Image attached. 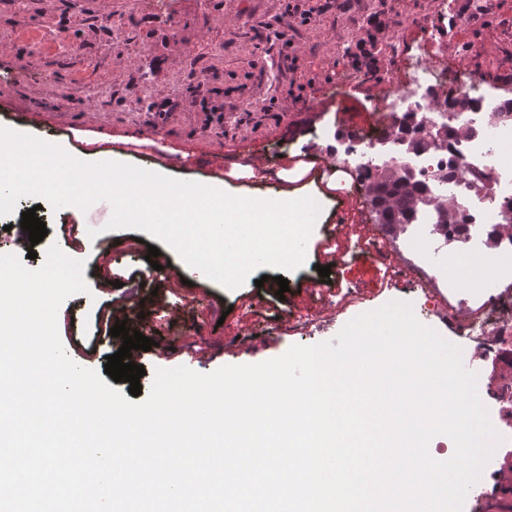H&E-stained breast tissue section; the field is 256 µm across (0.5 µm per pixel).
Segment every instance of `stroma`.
Wrapping results in <instances>:
<instances>
[{"mask_svg":"<svg viewBox=\"0 0 512 512\" xmlns=\"http://www.w3.org/2000/svg\"><path fill=\"white\" fill-rule=\"evenodd\" d=\"M323 9L301 25L288 15V0H168L165 15L145 16L135 0H83L72 11L67 0H0V126L20 124L29 134L49 131V143L83 158L82 144H109L114 157L137 164L134 142L151 145L165 176L204 185L214 183L210 166L224 159L263 154L279 164L312 152H335L336 129L366 124L375 112L397 58L413 52L421 38L419 18L433 17L437 0H375L364 13L361 0H321ZM404 18L392 30L393 15ZM125 22L122 34L101 26L103 17ZM382 29L373 31L370 20ZM448 55L462 67L483 68L490 80L512 73V0H495L487 13L473 14L467 27L454 29ZM360 81L339 83L343 74ZM172 99L166 117L156 102ZM21 121H14V114ZM298 196L318 201L320 212L307 240L303 265L286 272L258 268L244 283L227 290L201 272L180 281L182 258L160 245L170 272L154 288H135L128 276L146 271L147 232L106 230L111 210L75 207L40 212L48 230L38 244L0 242V255L24 258L28 268L43 265L58 246L85 263L90 291L69 297L58 312V331L77 364L103 371L105 358L121 338L96 337V315L128 292L141 298L143 334L150 351L137 357L150 390L156 369L185 366L208 374L224 365L256 364L283 355L291 346H310L336 337L359 314L392 301L410 303L417 319L459 348H470L455 319L480 291L462 286L442 312L424 309L419 288L390 278L386 268L358 255L330 265L333 252L357 246L365 235V202L339 197L315 178L291 186ZM95 223L100 233L64 232L63 223ZM129 242L127 252L102 260L100 245ZM35 259H28L29 250ZM331 269L326 287H313L318 267ZM124 286H114L115 275ZM289 290L278 297L277 277ZM263 287H256V280ZM192 291L204 304L192 312L198 340L179 344L173 334L183 295ZM334 304L333 319L318 312ZM302 317L299 332L280 328L287 317Z\"/></svg>","mask_w":512,"mask_h":512,"instance_id":"1","label":"stroma"}]
</instances>
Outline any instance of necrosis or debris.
<instances>
[{
  "instance_id": "1",
  "label": "necrosis or debris",
  "mask_w": 512,
  "mask_h": 512,
  "mask_svg": "<svg viewBox=\"0 0 512 512\" xmlns=\"http://www.w3.org/2000/svg\"><path fill=\"white\" fill-rule=\"evenodd\" d=\"M470 18V11L438 0L415 54L398 64L389 80L381 108L367 126L348 130L342 152L329 155L328 161L342 178L348 198L357 197L366 173L396 167L413 170L432 196L449 200L463 214L464 232L437 231L434 214L426 211L416 215L412 234L450 255L471 252L491 260L485 298L460 325L473 344L474 359L483 361L496 346L512 341V320L503 315L512 305V293L504 289L512 281V238L492 236L503 221L505 203L512 200V162L505 158L512 148V113L505 109L507 97L491 91L482 74L456 65L440 49L441 29L466 25ZM457 98L470 100L471 111H453L450 104ZM459 124L469 129L468 137L451 138L419 153L389 137L398 126L440 131ZM364 250L385 265L393 279L414 283L437 307L445 299L444 287L462 284L468 275L460 267L449 279L425 259L401 258L380 224L368 225Z\"/></svg>"
}]
</instances>
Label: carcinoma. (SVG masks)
I'll list each match as a JSON object with an SVG mask.
<instances>
[{
  "label": "carcinoma",
  "instance_id": "obj_1",
  "mask_svg": "<svg viewBox=\"0 0 512 512\" xmlns=\"http://www.w3.org/2000/svg\"><path fill=\"white\" fill-rule=\"evenodd\" d=\"M405 129L399 127L391 131V137L399 142L405 141ZM407 142V141H405ZM436 144V136L418 135L407 142L408 148L418 150ZM369 190L377 193L382 211V223L389 227L410 223L413 216L421 209H433L439 215L437 229L443 231L450 224H458L457 231L463 232L464 224L457 223L448 204L430 195L419 178L409 171L398 172L384 168L369 176Z\"/></svg>",
  "mask_w": 512,
  "mask_h": 512
}]
</instances>
